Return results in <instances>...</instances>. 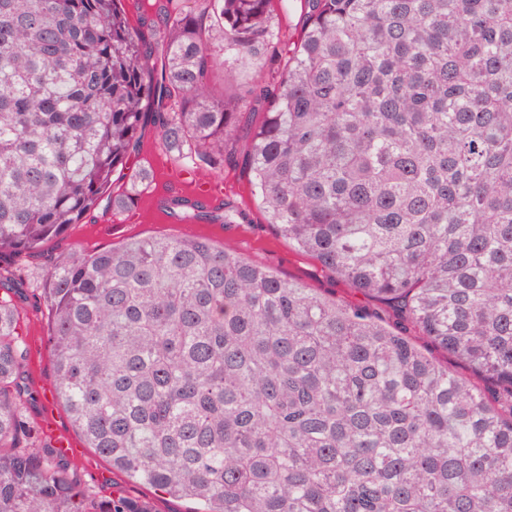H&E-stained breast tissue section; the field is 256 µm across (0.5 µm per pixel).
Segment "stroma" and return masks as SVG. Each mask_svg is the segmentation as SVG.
<instances>
[{
    "label": "stroma",
    "instance_id": "obj_1",
    "mask_svg": "<svg viewBox=\"0 0 512 512\" xmlns=\"http://www.w3.org/2000/svg\"><path fill=\"white\" fill-rule=\"evenodd\" d=\"M278 66V59L272 58L258 66L238 67L230 77L224 71H213L209 76L212 96L224 101L227 107H234L240 83L268 79ZM245 150V140H237L232 148L233 161L225 163L220 170L204 169L203 174L223 180L225 200L246 209L248 223L190 224L150 218L129 222L124 212L119 211L113 213L108 223L74 225L66 235L45 241L43 249L49 253L61 250L83 253L107 249L130 238L204 235L216 244L234 249L250 261L267 266L283 277L301 281L317 292L331 294L337 299L366 308H376L375 300L351 290L348 284L296 250L287 239L266 224L258 201L251 193L247 173L235 163L236 157L242 156ZM25 265L30 275L11 293L13 301L22 309L21 328L30 348L19 408L27 423L38 430L39 446L54 452L58 449L59 441L63 440L74 447V454L62 455L61 460L77 483L86 490L89 503L112 497H132L149 501L154 512H188V501L156 496L153 489L129 481L124 474L114 471L93 449L84 447L66 412L54 398L55 375L48 342L50 313L37 298L44 268L36 258L26 259Z\"/></svg>",
    "mask_w": 512,
    "mask_h": 512
}]
</instances>
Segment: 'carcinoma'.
<instances>
[{
  "label": "carcinoma",
  "mask_w": 512,
  "mask_h": 512,
  "mask_svg": "<svg viewBox=\"0 0 512 512\" xmlns=\"http://www.w3.org/2000/svg\"><path fill=\"white\" fill-rule=\"evenodd\" d=\"M277 1L165 0L134 27L119 0H0V255L131 204L149 123L215 169L243 137L267 223L393 317L204 236L55 253L56 400L193 512H512V0H298L283 65L229 112L207 78L280 53ZM20 315L1 295L0 512H153L86 510L23 445Z\"/></svg>",
  "instance_id": "1"
}]
</instances>
